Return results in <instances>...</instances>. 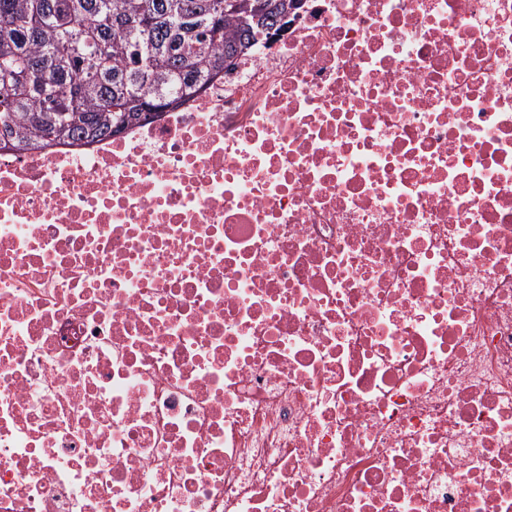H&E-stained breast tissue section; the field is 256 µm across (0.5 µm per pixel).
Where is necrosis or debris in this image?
<instances>
[{"label": "necrosis or debris", "mask_w": 512, "mask_h": 512, "mask_svg": "<svg viewBox=\"0 0 512 512\" xmlns=\"http://www.w3.org/2000/svg\"><path fill=\"white\" fill-rule=\"evenodd\" d=\"M0 512H512V0L0 151Z\"/></svg>", "instance_id": "4bbe7bcc"}]
</instances>
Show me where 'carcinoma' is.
Listing matches in <instances>:
<instances>
[{
  "instance_id": "obj_1",
  "label": "carcinoma",
  "mask_w": 512,
  "mask_h": 512,
  "mask_svg": "<svg viewBox=\"0 0 512 512\" xmlns=\"http://www.w3.org/2000/svg\"><path fill=\"white\" fill-rule=\"evenodd\" d=\"M277 24L262 0H0V145L116 135Z\"/></svg>"
}]
</instances>
